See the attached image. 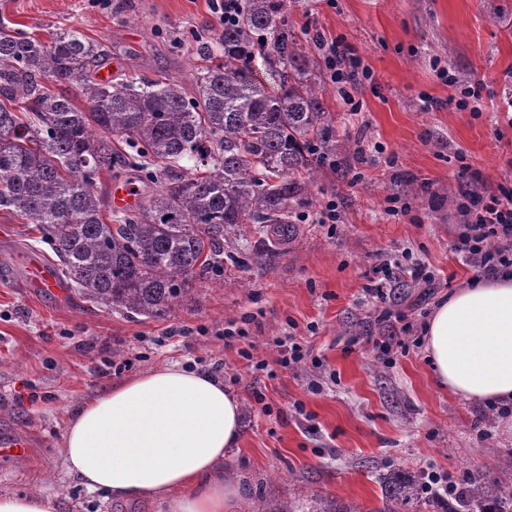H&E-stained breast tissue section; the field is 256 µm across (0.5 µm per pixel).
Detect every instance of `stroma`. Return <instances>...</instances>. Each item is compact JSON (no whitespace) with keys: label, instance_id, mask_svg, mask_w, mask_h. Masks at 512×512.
<instances>
[{"label":"stroma","instance_id":"1","mask_svg":"<svg viewBox=\"0 0 512 512\" xmlns=\"http://www.w3.org/2000/svg\"><path fill=\"white\" fill-rule=\"evenodd\" d=\"M0 21L46 41L70 29L110 54L114 85L145 75L194 90L210 61L200 40L220 33L207 0H0ZM291 30L309 60L336 148L316 159L286 240L232 247L220 280L197 281L162 318L130 319L63 286L31 288L28 262L54 255L35 225L0 209V493H46L60 512H158L116 504L66 478L58 449L73 408L157 366L212 372L239 399L242 433L224 461L236 512H271L316 497L373 512L391 470L477 475L512 506V412L500 415L440 388L415 340L442 295L480 271L453 244L460 192L498 193L512 181V0H296ZM343 39L373 81H330L314 34ZM484 80L476 111L449 106L440 70ZM362 104L351 112L343 101ZM407 202L390 215L388 200ZM336 223H319L327 202ZM389 265L386 302L368 295ZM420 266L433 283L411 278ZM404 314L383 322L379 306ZM244 328L226 337L225 329ZM311 361L278 365L276 339ZM400 345L379 356L377 341ZM266 361L253 372L242 350ZM265 402L257 404L254 395Z\"/></svg>","mask_w":512,"mask_h":512}]
</instances>
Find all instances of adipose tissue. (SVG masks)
Instances as JSON below:
<instances>
[{"label":"adipose tissue","instance_id":"ef3b65f1","mask_svg":"<svg viewBox=\"0 0 512 512\" xmlns=\"http://www.w3.org/2000/svg\"><path fill=\"white\" fill-rule=\"evenodd\" d=\"M425 352L441 386L476 403L512 401V274L475 279L427 319ZM241 439V405L215 375L177 364L112 383L70 415L67 476L107 499L160 512H227L237 484L224 458Z\"/></svg>","mask_w":512,"mask_h":512}]
</instances>
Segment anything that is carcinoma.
Instances as JSON below:
<instances>
[{"instance_id": "1", "label": "carcinoma", "mask_w": 512, "mask_h": 512, "mask_svg": "<svg viewBox=\"0 0 512 512\" xmlns=\"http://www.w3.org/2000/svg\"><path fill=\"white\" fill-rule=\"evenodd\" d=\"M288 0H242L234 23L213 38L221 58L189 92L136 77L97 79L109 54L74 31L42 43L0 23V209L38 226L79 295L130 317H165L197 280L224 276V245L289 223L307 200L296 175L332 138L322 90L287 27ZM281 65L294 84L280 96L257 85L253 63ZM79 90V110L48 84ZM126 149L112 148V136ZM159 183L135 210L104 221L103 170ZM497 499L473 479L457 507ZM430 502L419 479L384 478L371 512H419Z\"/></svg>"}]
</instances>
